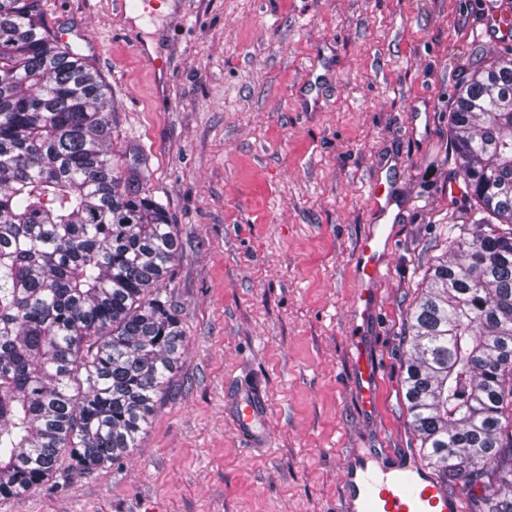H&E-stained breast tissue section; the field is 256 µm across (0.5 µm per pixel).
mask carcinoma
I'll list each match as a JSON object with an SVG mask.
<instances>
[{
    "label": "carcinoma",
    "instance_id": "obj_1",
    "mask_svg": "<svg viewBox=\"0 0 512 512\" xmlns=\"http://www.w3.org/2000/svg\"><path fill=\"white\" fill-rule=\"evenodd\" d=\"M112 112L40 0H0L1 498L64 455L129 456L185 346L165 288L175 225L112 156ZM449 138L469 216L407 315L403 400L469 512H512V48L463 80Z\"/></svg>",
    "mask_w": 512,
    "mask_h": 512
}]
</instances>
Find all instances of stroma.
<instances>
[{
  "instance_id": "35a3bbf8",
  "label": "stroma",
  "mask_w": 512,
  "mask_h": 512,
  "mask_svg": "<svg viewBox=\"0 0 512 512\" xmlns=\"http://www.w3.org/2000/svg\"><path fill=\"white\" fill-rule=\"evenodd\" d=\"M49 30L112 94V149L175 224L170 301L187 347L138 448L53 476L0 512H336L351 449L420 459L402 336L444 226L466 204L448 123L471 62L500 50L512 0H42ZM169 62L155 85L132 42ZM397 220L371 318L353 253ZM374 370L371 403L355 374ZM260 392L269 445L227 400Z\"/></svg>"
}]
</instances>
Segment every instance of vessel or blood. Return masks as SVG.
I'll return each mask as SVG.
<instances>
[{
	"instance_id": "obj_1",
	"label": "vessel or blood",
	"mask_w": 512,
	"mask_h": 512,
	"mask_svg": "<svg viewBox=\"0 0 512 512\" xmlns=\"http://www.w3.org/2000/svg\"><path fill=\"white\" fill-rule=\"evenodd\" d=\"M371 203L378 222L360 241L355 253L362 283L355 311L362 319L370 312L374 286L394 242L391 199L380 184L372 186ZM232 410L241 434L252 437L260 432L264 415L259 393L237 396ZM338 512H463V501L408 458L378 471L364 465L347 466Z\"/></svg>"
}]
</instances>
